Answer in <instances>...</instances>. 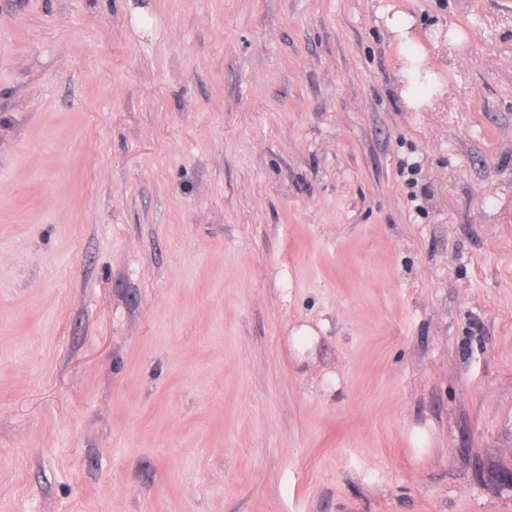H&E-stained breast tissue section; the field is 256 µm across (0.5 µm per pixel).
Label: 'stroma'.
Instances as JSON below:
<instances>
[{
    "instance_id": "stroma-1",
    "label": "stroma",
    "mask_w": 512,
    "mask_h": 512,
    "mask_svg": "<svg viewBox=\"0 0 512 512\" xmlns=\"http://www.w3.org/2000/svg\"><path fill=\"white\" fill-rule=\"evenodd\" d=\"M510 470L512 0H0V512H512ZM380 17L387 29L399 39H408L413 27V18L393 5L381 10Z\"/></svg>"
}]
</instances>
